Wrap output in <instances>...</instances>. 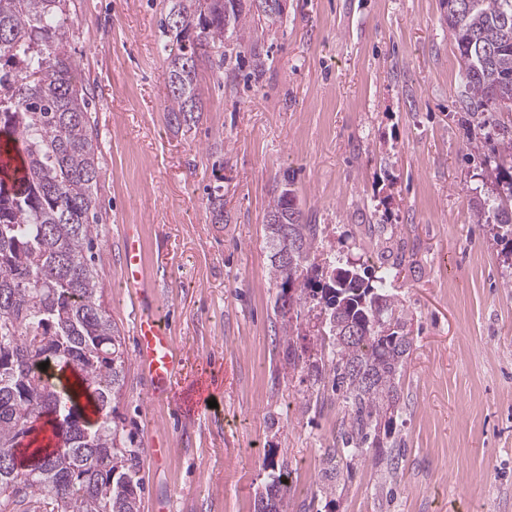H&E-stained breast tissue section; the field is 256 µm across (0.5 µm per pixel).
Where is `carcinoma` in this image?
Returning a JSON list of instances; mask_svg holds the SVG:
<instances>
[{"label":"carcinoma","mask_w":512,"mask_h":512,"mask_svg":"<svg viewBox=\"0 0 512 512\" xmlns=\"http://www.w3.org/2000/svg\"><path fill=\"white\" fill-rule=\"evenodd\" d=\"M67 0H0V142L22 157L23 174L0 179V512H142L143 459L126 432L118 405L123 396L124 338L103 299L102 254L96 251L104 223L95 187L98 129L89 91L76 80L65 51ZM163 24L167 40L170 127L178 131L200 118L197 60L214 50L217 72L229 59L226 39L249 47L254 77L264 72L253 32L272 21L255 0H215L210 16L203 0H171ZM463 63L459 104L484 113L512 95V0H442ZM197 42L186 47L188 27ZM510 203L496 198L477 222L512 244ZM214 223H224V195L208 196ZM264 224L271 249L270 275L281 294L294 286L291 306L275 305L288 368L319 381L327 378L342 397L338 448L325 450L324 476L335 479L339 461L375 450L395 476L404 458L396 432L400 378L413 337L403 305L391 293L405 256L380 254L378 276L359 273L324 244L317 224L304 222L295 196L279 193ZM297 244L288 263L280 257L283 231ZM316 312L319 360H300L291 311ZM357 336L346 335L348 327ZM49 362L46 369L39 365ZM81 378L98 418H84L77 394L59 373ZM48 426L58 447L38 441ZM278 475L260 494L259 512H288V462L267 463Z\"/></svg>","instance_id":"obj_1"}]
</instances>
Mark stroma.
Returning <instances> with one entry per match:
<instances>
[{
  "instance_id": "1",
  "label": "stroma",
  "mask_w": 512,
  "mask_h": 512,
  "mask_svg": "<svg viewBox=\"0 0 512 512\" xmlns=\"http://www.w3.org/2000/svg\"><path fill=\"white\" fill-rule=\"evenodd\" d=\"M71 3L67 52L94 85L99 129L104 300L131 356L135 303L120 263L135 225L183 357L163 403L126 363L119 412L136 447L169 448L143 465L144 507L161 497L170 512H256L272 455L291 471L288 512H512V260L475 217L512 157L498 110L460 109L462 62L441 0H288L277 26L255 32L259 81L242 80L249 50L228 80L200 59L203 112L178 132L162 50L170 0ZM286 182L342 257L374 266L407 245L392 285L413 336L394 500L381 491L385 464L370 458L324 490L342 403L315 407L321 384L284 369L274 336L262 226ZM216 187L220 224L208 208ZM199 380L217 402L202 414L182 403Z\"/></svg>"
}]
</instances>
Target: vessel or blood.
<instances>
[{
	"instance_id": "obj_1",
	"label": "vessel or blood",
	"mask_w": 512,
	"mask_h": 512,
	"mask_svg": "<svg viewBox=\"0 0 512 512\" xmlns=\"http://www.w3.org/2000/svg\"><path fill=\"white\" fill-rule=\"evenodd\" d=\"M120 277L127 294L137 303L133 319L136 366L150 383L151 400L166 401L181 370V357L159 316L157 300L148 294L141 238L133 226L124 234Z\"/></svg>"
}]
</instances>
